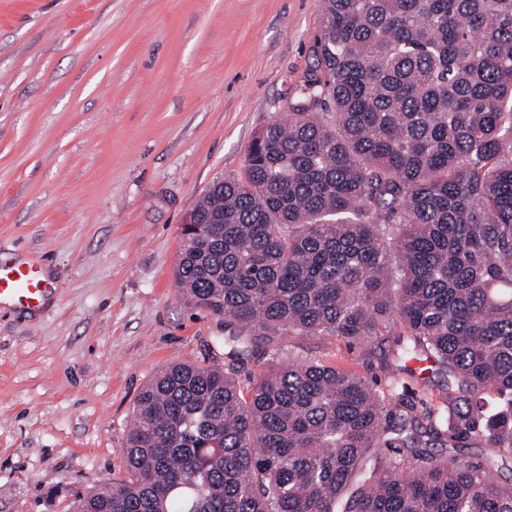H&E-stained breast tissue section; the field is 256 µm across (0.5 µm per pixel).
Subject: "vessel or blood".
Wrapping results in <instances>:
<instances>
[{
	"mask_svg": "<svg viewBox=\"0 0 512 512\" xmlns=\"http://www.w3.org/2000/svg\"><path fill=\"white\" fill-rule=\"evenodd\" d=\"M52 292L42 265L0 261V302L29 310L40 309Z\"/></svg>",
	"mask_w": 512,
	"mask_h": 512,
	"instance_id": "1",
	"label": "vessel or blood"
}]
</instances>
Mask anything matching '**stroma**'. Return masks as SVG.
<instances>
[{"label":"stroma","mask_w":512,"mask_h":512,"mask_svg":"<svg viewBox=\"0 0 512 512\" xmlns=\"http://www.w3.org/2000/svg\"><path fill=\"white\" fill-rule=\"evenodd\" d=\"M319 0H0V260L42 264L36 311L0 307V512H67L125 475L137 395L224 356L188 306L180 226L315 68ZM266 359L383 379L391 337L274 333Z\"/></svg>","instance_id":"stroma-1"}]
</instances>
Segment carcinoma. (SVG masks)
I'll list each match as a JSON object with an SVG mask.
<instances>
[{"mask_svg":"<svg viewBox=\"0 0 512 512\" xmlns=\"http://www.w3.org/2000/svg\"><path fill=\"white\" fill-rule=\"evenodd\" d=\"M316 69L181 228L224 364L161 367L70 512H512V0H321ZM327 112L330 119L319 116ZM396 337L385 384L240 372L270 330ZM443 374L408 393L409 360Z\"/></svg>","mask_w":512,"mask_h":512,"instance_id":"1","label":"carcinoma"}]
</instances>
